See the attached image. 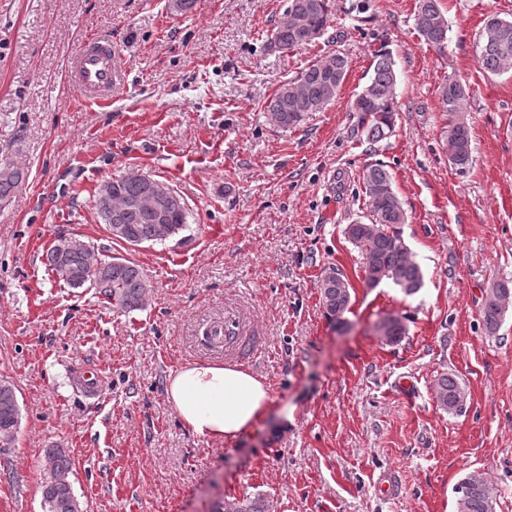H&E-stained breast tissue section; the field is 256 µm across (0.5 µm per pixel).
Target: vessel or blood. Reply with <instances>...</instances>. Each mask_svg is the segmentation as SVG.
I'll list each match as a JSON object with an SVG mask.
<instances>
[{
    "mask_svg": "<svg viewBox=\"0 0 512 512\" xmlns=\"http://www.w3.org/2000/svg\"><path fill=\"white\" fill-rule=\"evenodd\" d=\"M73 85L85 101L106 102L111 93L127 82V73L116 59L112 44L105 38L84 39L70 69ZM261 347L260 339L245 343L243 328L237 317L224 319V350L227 357L251 360Z\"/></svg>",
    "mask_w": 512,
    "mask_h": 512,
    "instance_id": "1",
    "label": "vessel or blood"
}]
</instances>
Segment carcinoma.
I'll list each match as a JSON object with an SVG mask.
<instances>
[{"label":"carcinoma","mask_w":512,"mask_h":512,"mask_svg":"<svg viewBox=\"0 0 512 512\" xmlns=\"http://www.w3.org/2000/svg\"><path fill=\"white\" fill-rule=\"evenodd\" d=\"M330 0H290L284 20L274 32V47L294 50L308 46L325 34L330 26ZM414 26L430 46L441 51L448 43V19L439 0H416ZM477 61L493 74L512 71V20L487 19L479 32ZM348 58L331 53L304 68L284 82L267 105L271 119L283 127H297L310 112L324 110L335 100L349 72ZM372 75L351 102L356 113L353 134L376 143L393 132L398 112V75L390 52H375ZM439 95L448 112V156L450 163L466 169L472 160L470 130L460 118L465 111V89L449 79L440 87ZM9 174L0 173V202H7L25 180L27 171L10 158H4ZM363 184L369 199L368 222L347 226L349 238L360 250L365 282L370 288L385 280L392 281L407 296L417 294L423 286V273L414 261L398 231L407 223V215L393 188V177L383 164H373L363 171ZM111 192L104 196L95 192L94 207L112 239L130 245L162 243L188 228V207L182 197L170 202L165 222H158L153 205L156 180L127 174L109 181ZM47 266L55 277L73 289L92 288L120 309L135 310L145 303L150 285L133 262L114 258L106 261L95 247L72 239L50 247ZM336 268L331 267L318 284L328 318L341 329L346 326L344 314L351 303L352 286L336 281ZM512 301V279L493 281L482 302V324L485 332L498 333ZM383 338L398 344L407 328L399 316H385L376 324ZM436 406L448 414H456L467 403V392L457 376L440 373L433 384ZM21 424L20 407L15 388L0 381V442L13 444ZM46 474L42 492L43 512H83L69 480L70 460L60 448L46 455ZM456 512H493L494 487L484 479L468 475L455 488ZM216 512H270L261 496L236 497L219 504Z\"/></svg>","instance_id":"carcinoma-1"}]
</instances>
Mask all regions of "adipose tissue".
<instances>
[{
	"instance_id": "ef3b65f1",
	"label": "adipose tissue",
	"mask_w": 512,
	"mask_h": 512,
	"mask_svg": "<svg viewBox=\"0 0 512 512\" xmlns=\"http://www.w3.org/2000/svg\"><path fill=\"white\" fill-rule=\"evenodd\" d=\"M166 396L179 419L196 436L237 438L272 401L265 381L235 365L186 363L170 371Z\"/></svg>"
}]
</instances>
